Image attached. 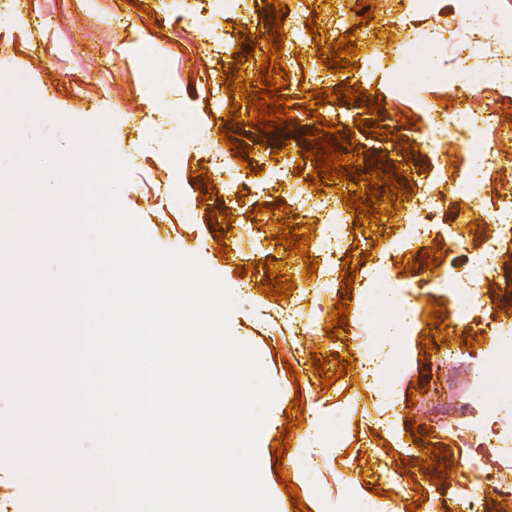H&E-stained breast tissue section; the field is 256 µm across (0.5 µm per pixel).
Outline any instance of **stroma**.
Returning a JSON list of instances; mask_svg holds the SVG:
<instances>
[{
    "mask_svg": "<svg viewBox=\"0 0 512 512\" xmlns=\"http://www.w3.org/2000/svg\"><path fill=\"white\" fill-rule=\"evenodd\" d=\"M245 30L225 26L226 34L240 40L239 51L228 54L222 42L210 36L217 23L204 0L194 18L184 16L182 0H168L159 13L158 0H27L28 16L19 22L0 19V71H10L32 87L45 107L73 120L111 119L115 151L130 169L122 189L123 205L143 225L158 247L198 257L228 287L235 303L230 318L233 336L252 346L273 383L277 397L259 440L265 485L276 512H294L295 503L280 487L276 474L284 472L298 484L306 512H408L417 498H424V512H459L460 488L456 478L464 468L453 447L457 431L448 430L440 410L448 404L485 409L480 382L495 380L492 366L478 364V352L492 349L512 354V339L471 336L456 318L446 290L427 286L433 272L453 265L464 268L477 250L488 224L458 231L459 244L449 248L446 225H436L423 244L403 249L408 209L417 194L433 184L434 159L419 148L413 125L401 124L405 108L394 107L388 70L401 58V21L390 11L389 0H364L361 14L352 18L353 46L359 47L357 71L329 74L316 84L305 78L319 47L330 46L331 30L326 8L311 7L310 18L319 28L317 40L300 45L286 43L291 57L279 85L300 83L290 96L289 110L301 112L315 105V88L335 89L350 84L375 90L383 106L368 114L360 103L337 99L336 108L348 113L346 125L363 144L364 161L377 160L383 173L394 176L403 190L398 203L377 200L378 222H351L355 242L351 255L357 273L352 288L341 278L324 279L304 273L301 256L280 251L275 240L279 221L286 219L284 205L295 194L312 193V166L276 179L279 162L302 158L311 150L310 125L299 123L267 132L249 123L250 110L240 105V121L229 125L215 100L229 101L224 79L227 66L239 65L245 78L259 72L268 51L266 39L257 38L262 22L272 13L266 0H246ZM127 16V27L113 25V14ZM369 22H361L362 14ZM166 20V38L153 40V21ZM184 84L181 113L171 110V88ZM377 126L386 136L377 140L366 129ZM240 136L239 148H253L246 164L232 163L212 171L213 153L224 149L229 131ZM263 164L262 176L243 177L244 166ZM240 184L243 202L225 207L224 187ZM264 213H256V206ZM230 212L233 230L253 225L258 229L251 257L229 253L217 256L215 217ZM437 258H430V249ZM277 261L280 271L300 281L302 292L288 299L269 298L260 289L267 273L262 261ZM411 282L409 298L415 309L411 326H400V298L391 294L397 284ZM346 299L351 315L348 330L330 335L337 299ZM398 331L386 346L367 339L383 327ZM327 358V375L333 381L322 388L313 355ZM352 358L350 374L338 375L337 355ZM300 372L292 384L291 372ZM299 411L289 412L294 398ZM300 425L283 465H276L272 448L287 419ZM345 455H337V446ZM435 456H427V448ZM434 467H426V459ZM423 462L417 470L418 487L404 495L378 497L371 489L377 474H394L410 463Z\"/></svg>",
    "mask_w": 512,
    "mask_h": 512,
    "instance_id": "obj_1",
    "label": "stroma"
}]
</instances>
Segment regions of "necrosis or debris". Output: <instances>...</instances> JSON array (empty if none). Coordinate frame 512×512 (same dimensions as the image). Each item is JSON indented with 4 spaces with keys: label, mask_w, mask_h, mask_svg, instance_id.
Segmentation results:
<instances>
[{
    "label": "necrosis or debris",
    "mask_w": 512,
    "mask_h": 512,
    "mask_svg": "<svg viewBox=\"0 0 512 512\" xmlns=\"http://www.w3.org/2000/svg\"><path fill=\"white\" fill-rule=\"evenodd\" d=\"M437 0H394L393 9L402 21L403 41L414 57L390 73L394 99L410 101L419 115L418 142L433 156H440L448 143L457 144L462 158L455 174L438 169L437 185H449L458 205L447 206L442 193H426L411 211L419 224H469L475 203L485 204L495 226L484 237L482 248L471 259L473 272L465 276L448 269L439 273L434 287L446 289L457 318L479 334L505 335L506 329L482 300L483 282L497 275V258L512 244V71L500 65L512 54V43L503 37L507 18H512V0H501L502 17L487 21L470 16L471 0H459L468 14L465 28L443 34L436 26L418 28L416 17L433 16ZM431 71L441 93L437 101L422 94L413 69ZM297 209H310L317 223L329 233L317 244L319 252H334L343 245L344 210L327 202L310 204L303 195L291 201ZM449 423L466 422L471 434L461 444L466 466L460 475V502L464 512H483L482 491L512 499V420L496 416H467L465 410L449 414Z\"/></svg>",
    "instance_id": "4bbe7bcc"
}]
</instances>
